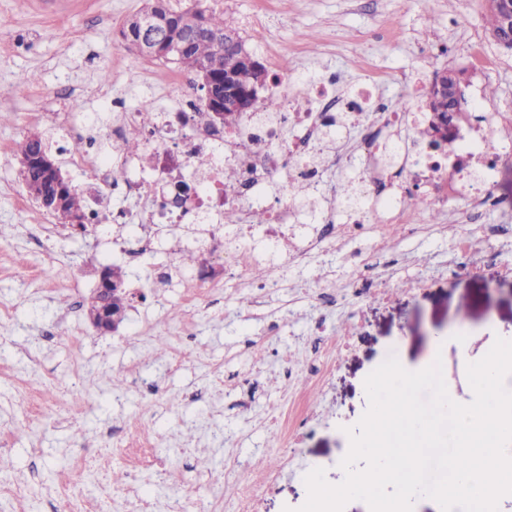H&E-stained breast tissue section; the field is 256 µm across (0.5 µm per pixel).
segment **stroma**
I'll use <instances>...</instances> for the list:
<instances>
[{
  "instance_id": "1",
  "label": "stroma",
  "mask_w": 512,
  "mask_h": 512,
  "mask_svg": "<svg viewBox=\"0 0 512 512\" xmlns=\"http://www.w3.org/2000/svg\"><path fill=\"white\" fill-rule=\"evenodd\" d=\"M231 19L257 56L272 51L292 76L333 74L350 89L366 69L384 73L388 105L410 99L403 80L422 56L430 71H464L467 90L494 89L492 106L512 124V53L486 31L487 0H206ZM144 0H0V432L10 434L0 475L23 483V498L0 497V512H68L61 483L81 486L84 512H235L238 484L274 476L259 512H296L307 499L306 474L320 467L341 483L347 429L368 408L365 378L389 354L408 370L441 360L449 396L467 404L468 363L496 338L512 337V210L465 220L468 203H447L439 220L417 210L422 229L393 227L382 236L339 239L287 265L270 287L217 289L197 297L174 268L189 236L157 231L155 263L168 266L164 288L145 285L148 267L125 269L130 296L116 331L89 318L93 282L112 264V231L46 229L42 207L18 205L23 178L13 153L29 134H48L33 112L71 111L81 101L100 128L112 113L99 96L135 106L172 100L169 63L128 50L119 32ZM496 58L478 75L475 46ZM469 236L482 274L449 271L461 236ZM44 268L46 278L30 277ZM386 280L384 298L373 292ZM465 324L463 341L453 331ZM348 334L332 353L325 386L310 365L323 338ZM167 346L157 350L158 337ZM292 367L284 376V367ZM307 391L317 414L300 447L287 448L275 411ZM52 401L54 414L24 421L29 399ZM147 435L151 465L131 473L118 442Z\"/></svg>"
}]
</instances>
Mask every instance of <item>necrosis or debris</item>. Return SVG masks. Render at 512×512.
Returning <instances> with one entry per match:
<instances>
[{
	"label": "necrosis or debris",
	"mask_w": 512,
	"mask_h": 512,
	"mask_svg": "<svg viewBox=\"0 0 512 512\" xmlns=\"http://www.w3.org/2000/svg\"><path fill=\"white\" fill-rule=\"evenodd\" d=\"M173 79L179 87L173 106L130 108L111 101L112 135L132 125L145 133L140 154H123L125 171L120 176L112 169V158L101 155L96 147L100 129L90 114L40 112L34 119L56 125L66 139L85 143V150L70 154L67 163L75 175V189L89 198L85 223L120 226L112 241L117 260L126 261L133 252L143 258L152 256L154 229L165 225L197 227L191 252L223 251L226 263L216 265L206 259L188 265L186 276L197 292L231 280L240 287L249 284L258 265L253 234H260L270 249L297 263L329 242L336 202L319 190L318 182L321 172L340 157L327 155V139L367 112L377 115L378 124L368 134L360 156L365 170L361 189L383 212L393 213L394 223L404 231H414L416 220L398 211L397 200L411 184L424 188L437 207L448 199L465 197L471 220L487 208L512 207V192L504 186V169L512 165V132L478 94H471L468 104L481 112V123L456 125L442 152L434 155L403 138V129L418 115L390 111L375 93L383 76L373 70L342 98L336 95L335 77L296 78L299 98H286L281 111L253 113L232 128L214 122L211 113L205 112L186 75L177 72ZM202 158L209 160L210 167L206 180L200 182L194 172ZM228 167L237 173L230 188L224 185ZM272 184L277 192L269 198L264 189ZM298 187L304 189L319 222L306 236L294 233ZM116 193L145 197L149 204L134 220L125 210L112 207ZM260 203L265 204L270 220L257 230L251 213ZM228 210L236 212L237 224H222Z\"/></svg>",
	"instance_id": "obj_1"
}]
</instances>
